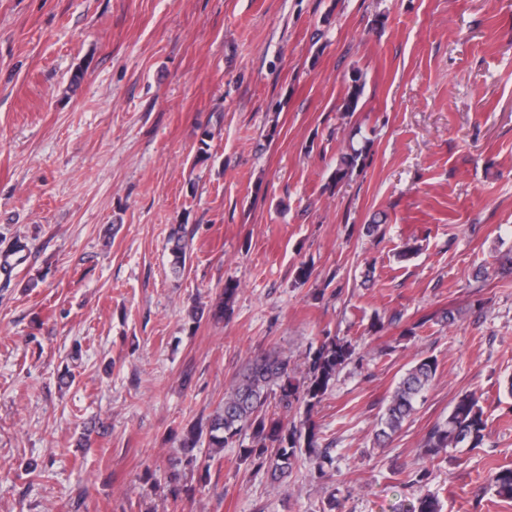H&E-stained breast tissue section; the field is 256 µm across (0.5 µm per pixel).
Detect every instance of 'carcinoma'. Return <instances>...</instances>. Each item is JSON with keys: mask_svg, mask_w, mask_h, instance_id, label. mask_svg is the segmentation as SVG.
<instances>
[{"mask_svg": "<svg viewBox=\"0 0 512 512\" xmlns=\"http://www.w3.org/2000/svg\"><path fill=\"white\" fill-rule=\"evenodd\" d=\"M365 79L354 71L346 83L342 108L346 112L357 110L363 96ZM366 150L350 146L342 153L330 177L328 187L351 176L363 166ZM169 250L172 270L178 274L185 269L188 241L183 225L171 228ZM237 291L236 284H225L222 299L209 309L194 308L190 318L194 321L209 314L221 319L231 306ZM355 347L344 339L328 336L305 357L302 379L294 377V369L285 355L266 354L256 359L242 378L225 394L224 403L211 416L207 427L192 425L183 429L179 439V451L184 461H197L195 451L205 442L210 448L208 463L220 452L244 438L249 445L240 448L243 461L266 467L273 480L281 483L297 467L306 463L323 472L330 463L325 450L319 449L313 413L331 389L339 372L353 362ZM437 373V363L424 358L411 366L397 383L391 398L378 422L375 439L383 445L391 440L410 418L415 404L429 388ZM285 410H296L299 419L285 421L268 412L271 401ZM486 420L478 398L471 393L460 395L448 416L436 422L426 433L422 447L425 454L435 456L449 448H478L482 445ZM491 487L503 499L512 500V468L495 472ZM400 512H440V502L431 493H422L402 507Z\"/></svg>", "mask_w": 512, "mask_h": 512, "instance_id": "cac0c4a2", "label": "carcinoma"}]
</instances>
